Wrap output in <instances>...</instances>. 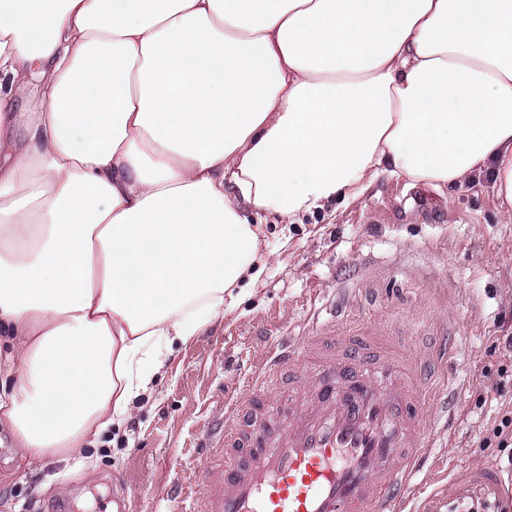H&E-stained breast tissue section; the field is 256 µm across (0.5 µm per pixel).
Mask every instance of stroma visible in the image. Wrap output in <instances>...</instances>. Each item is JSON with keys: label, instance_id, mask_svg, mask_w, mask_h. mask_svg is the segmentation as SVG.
<instances>
[{"label": "stroma", "instance_id": "obj_1", "mask_svg": "<svg viewBox=\"0 0 512 512\" xmlns=\"http://www.w3.org/2000/svg\"><path fill=\"white\" fill-rule=\"evenodd\" d=\"M264 270L243 302L161 357L163 369L123 423L96 446L46 464L23 461L0 425V512H184L199 470L223 467L208 432L228 398L246 400L257 365L287 336H305L344 305V330L402 333L408 349L445 337L439 371L448 424L426 414L433 461L408 506L448 489L459 467L493 463L512 477V446L494 434L512 415V221L491 183L434 188L386 174L356 199L283 224L264 218Z\"/></svg>", "mask_w": 512, "mask_h": 512}]
</instances>
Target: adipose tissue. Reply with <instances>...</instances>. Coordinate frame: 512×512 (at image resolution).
<instances>
[{"mask_svg":"<svg viewBox=\"0 0 512 512\" xmlns=\"http://www.w3.org/2000/svg\"><path fill=\"white\" fill-rule=\"evenodd\" d=\"M384 172L512 218V0H0V424L97 443L255 279L257 215Z\"/></svg>","mask_w":512,"mask_h":512,"instance_id":"adipose-tissue-1","label":"adipose tissue"}]
</instances>
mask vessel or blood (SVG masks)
Returning a JSON list of instances; mask_svg holds the SVG:
<instances>
[{"label": "vessel or blood", "instance_id": "1", "mask_svg": "<svg viewBox=\"0 0 512 512\" xmlns=\"http://www.w3.org/2000/svg\"><path fill=\"white\" fill-rule=\"evenodd\" d=\"M341 336L335 323L284 343L253 373L247 404L224 411V466L202 470L190 512H396L432 448L423 412L433 404L425 364L447 349L402 356L387 337ZM503 480L490 466L459 471L433 512H503Z\"/></svg>", "mask_w": 512, "mask_h": 512}]
</instances>
